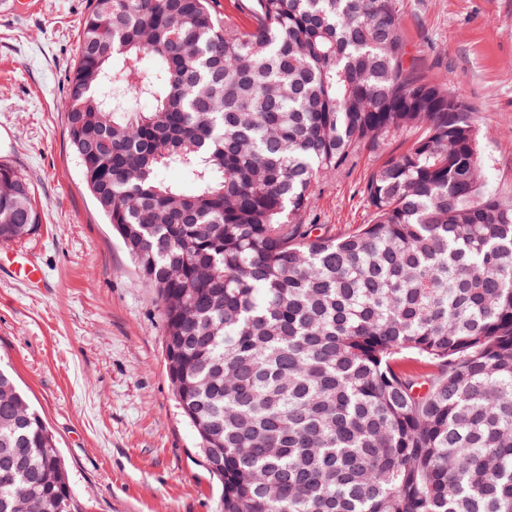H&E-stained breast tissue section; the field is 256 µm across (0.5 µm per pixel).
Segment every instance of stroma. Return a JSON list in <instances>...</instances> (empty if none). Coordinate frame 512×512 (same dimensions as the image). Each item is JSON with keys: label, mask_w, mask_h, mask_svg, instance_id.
Segmentation results:
<instances>
[{"label": "stroma", "mask_w": 512, "mask_h": 512, "mask_svg": "<svg viewBox=\"0 0 512 512\" xmlns=\"http://www.w3.org/2000/svg\"><path fill=\"white\" fill-rule=\"evenodd\" d=\"M0 0V161L42 211L35 234L0 244V365L53 430L88 512H222L167 380L153 288L105 224L71 149L63 106L91 0ZM419 71L474 111L488 183L512 194V0H399ZM412 137L359 149L322 181L306 219L336 237L371 220L370 174ZM34 259L38 285L16 272Z\"/></svg>", "instance_id": "obj_1"}]
</instances>
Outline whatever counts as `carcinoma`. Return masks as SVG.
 Returning <instances> with one entry per match:
<instances>
[{"label":"carcinoma","instance_id":"1","mask_svg":"<svg viewBox=\"0 0 512 512\" xmlns=\"http://www.w3.org/2000/svg\"><path fill=\"white\" fill-rule=\"evenodd\" d=\"M248 18L92 0L67 81L69 142L161 299L224 512H512V194L470 107L408 62L397 0H252ZM402 130L371 222L316 234L320 181ZM41 223L1 162L0 243ZM85 508L0 368V512Z\"/></svg>","mask_w":512,"mask_h":512}]
</instances>
